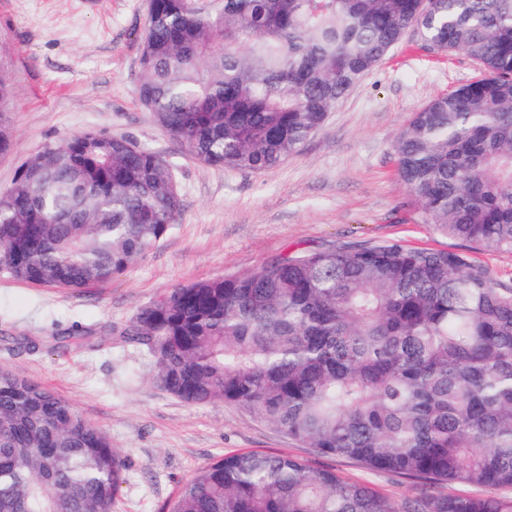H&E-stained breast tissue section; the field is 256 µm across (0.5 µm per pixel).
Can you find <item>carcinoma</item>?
I'll return each mask as SVG.
<instances>
[{
  "instance_id": "obj_1",
  "label": "carcinoma",
  "mask_w": 512,
  "mask_h": 512,
  "mask_svg": "<svg viewBox=\"0 0 512 512\" xmlns=\"http://www.w3.org/2000/svg\"><path fill=\"white\" fill-rule=\"evenodd\" d=\"M414 28L487 77L437 96L394 142L421 220L512 252V0H153L138 96L189 153L262 172ZM171 165L94 131L48 143L0 191V274L79 290L128 270L181 212ZM157 386L221 401L320 458L415 481L396 504L274 452L224 455L172 512H512V285L469 255L399 241L270 257L174 288L126 331ZM126 464L47 388L0 371V512H112Z\"/></svg>"
}]
</instances>
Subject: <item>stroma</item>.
I'll return each instance as SVG.
<instances>
[{
	"label": "stroma",
	"mask_w": 512,
	"mask_h": 512,
	"mask_svg": "<svg viewBox=\"0 0 512 512\" xmlns=\"http://www.w3.org/2000/svg\"><path fill=\"white\" fill-rule=\"evenodd\" d=\"M148 5L0 0V69L13 89L0 191L44 144L93 130L162 156L181 196L180 216L158 246L107 282L72 292L0 274V370L52 390L111 436L127 465L112 512H170L182 485L226 454L311 456L248 411L190 405L158 387L143 347L122 336L140 306L275 255L395 240L467 252L498 282L512 284V252L423 224L396 172L393 141L414 113L486 77L482 64L458 50L425 49L407 29L298 153L268 171H230L191 156L138 97ZM75 333L85 338L81 347H56V337ZM327 465L392 500L415 492L412 481L346 459Z\"/></svg>",
	"instance_id": "obj_1"
}]
</instances>
